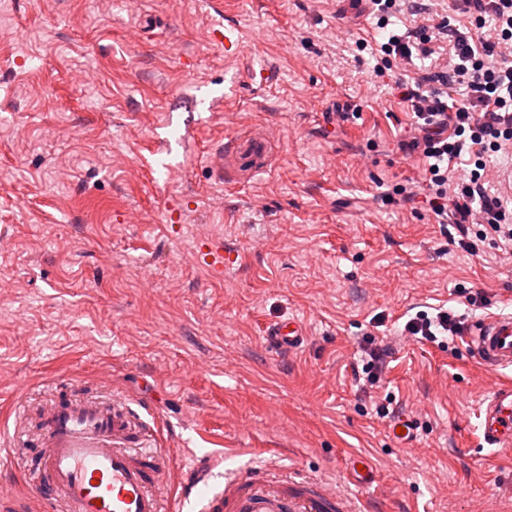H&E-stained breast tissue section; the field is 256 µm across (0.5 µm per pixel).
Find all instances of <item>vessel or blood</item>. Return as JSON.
<instances>
[{"instance_id":"1","label":"vessel or blood","mask_w":512,"mask_h":512,"mask_svg":"<svg viewBox=\"0 0 512 512\" xmlns=\"http://www.w3.org/2000/svg\"><path fill=\"white\" fill-rule=\"evenodd\" d=\"M304 325L290 319L265 332L268 346L291 351L305 343ZM480 365L489 372L512 369V317L491 316L465 330ZM488 447L512 448V386H494L478 405ZM141 430L126 399L59 397L37 425L34 446L37 490L56 512H164L171 482L161 451H137ZM182 493L203 486L201 512H357L356 492H341L318 478L258 464L212 485L199 466L182 476Z\"/></svg>"}]
</instances>
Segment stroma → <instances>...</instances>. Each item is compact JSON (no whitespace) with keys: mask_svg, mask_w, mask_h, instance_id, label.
Here are the masks:
<instances>
[{"mask_svg":"<svg viewBox=\"0 0 512 512\" xmlns=\"http://www.w3.org/2000/svg\"><path fill=\"white\" fill-rule=\"evenodd\" d=\"M422 21L380 27L369 0H0V483L27 512H45L28 425L65 394L131 401L176 478L268 458L347 490L358 457L372 512H512V455L477 411L512 372L462 337L393 342L422 310L512 315V259L403 200L425 163L400 148L396 84L450 54L373 68ZM288 318L303 348L271 351ZM371 335L394 350L367 396ZM387 398L413 439L378 418ZM307 331L296 319L270 326L265 332L266 343L275 351H291L301 348L305 343Z\"/></svg>","mask_w":512,"mask_h":512,"instance_id":"stroma-1","label":"stroma"}]
</instances>
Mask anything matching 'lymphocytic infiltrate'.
Listing matches in <instances>:
<instances>
[{
  "label": "lymphocytic infiltrate",
  "mask_w": 512,
  "mask_h": 512,
  "mask_svg": "<svg viewBox=\"0 0 512 512\" xmlns=\"http://www.w3.org/2000/svg\"><path fill=\"white\" fill-rule=\"evenodd\" d=\"M448 12L438 24L390 34L374 72L384 75L394 56L427 58L434 53L433 42L451 40L450 71L415 80L402 93L414 130L409 146L421 151L428 163L423 207L440 224L449 215L459 216L458 244L465 251H476L477 240L487 238L512 247V207L489 195L483 180L488 154L512 148V0H448ZM454 15L467 17L468 26L452 25ZM488 23L493 26L489 34L483 31ZM458 86L465 89L460 100L454 97ZM463 156L470 171L450 176L449 162ZM473 216L480 225L474 240L467 227ZM461 330L459 316L419 312L406 321L402 333L434 343L460 336Z\"/></svg>",
  "instance_id": "obj_1"
}]
</instances>
